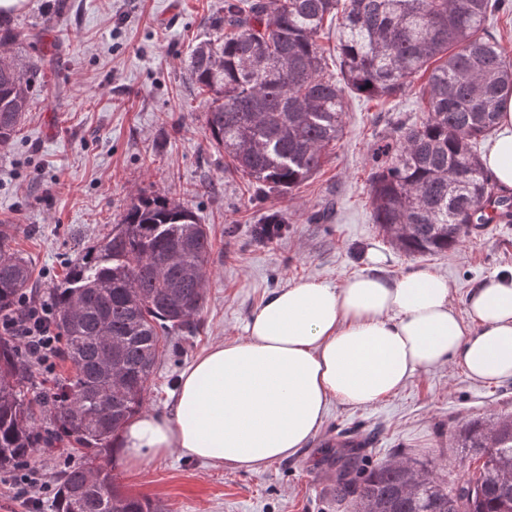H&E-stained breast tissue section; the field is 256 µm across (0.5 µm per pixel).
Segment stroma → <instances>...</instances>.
<instances>
[{
  "label": "stroma",
  "instance_id": "stroma-1",
  "mask_svg": "<svg viewBox=\"0 0 512 512\" xmlns=\"http://www.w3.org/2000/svg\"><path fill=\"white\" fill-rule=\"evenodd\" d=\"M224 0H28L12 21L56 48L48 82L34 97L13 143L0 150V224L29 260L27 289L50 299L71 259L108 233L139 194L187 204L213 241L203 307L176 330L160 354L147 410L166 413L191 362L244 327L272 292L310 279L338 286L369 272L370 253L387 257L391 278L429 269L454 288L451 307L465 316L470 292L487 278L512 274V224L472 229L453 252L405 253L373 221V153L396 123L423 115L418 96L427 74L396 97L348 95L341 138L324 163L288 194L260 190L225 169L205 138L207 94L186 69ZM285 218L279 237L254 230L268 214ZM512 414V380L471 381L461 367L416 373L402 390L356 407L331 402L305 448L258 473L172 453L128 469L114 447L124 490L159 501L164 512H351L330 493L325 463L339 437L363 441L367 466L400 457L428 463L448 481L462 478L455 436L471 419ZM30 468L47 472L37 491L0 482V512H54L58 458L35 453Z\"/></svg>",
  "mask_w": 512,
  "mask_h": 512
}]
</instances>
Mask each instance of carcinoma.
<instances>
[{
	"label": "carcinoma",
	"mask_w": 512,
	"mask_h": 512,
	"mask_svg": "<svg viewBox=\"0 0 512 512\" xmlns=\"http://www.w3.org/2000/svg\"><path fill=\"white\" fill-rule=\"evenodd\" d=\"M505 0H224L213 33L192 49L187 70L207 90L205 136L233 169L257 186L291 192L320 170L343 132L346 94L395 97L421 71L424 116L400 123L377 147L370 175L374 223L411 255L456 249L473 227L512 224V197L476 150L512 95V60L487 30ZM342 15L340 82L321 76L318 38ZM41 41L0 27V149L18 132L49 66L47 47L25 67L8 49ZM437 66L429 68L431 62ZM15 228L0 224V314L20 311L30 267L11 248ZM213 245L186 205L140 195L96 244L68 263L52 288L54 329L69 376L34 387L18 345L0 336V472H15L59 439L83 461L60 467L55 512H163L125 493L102 454L143 409L169 331L201 310ZM47 408L43 426L36 411ZM452 485L406 458L367 469L338 450L334 493L353 512H512V415L471 422L459 432Z\"/></svg>",
	"instance_id": "1"
}]
</instances>
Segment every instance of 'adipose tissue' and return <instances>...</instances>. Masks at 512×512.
<instances>
[{
  "label": "adipose tissue",
  "mask_w": 512,
  "mask_h": 512,
  "mask_svg": "<svg viewBox=\"0 0 512 512\" xmlns=\"http://www.w3.org/2000/svg\"><path fill=\"white\" fill-rule=\"evenodd\" d=\"M482 162L512 188V98ZM374 269L339 287L300 281L269 295L243 337L214 342L180 376L173 415L149 412L122 431L135 470L176 452L260 472L318 433L332 400L369 406L417 372L454 362L478 382L512 379V277L474 288L467 319L444 277Z\"/></svg>",
  "instance_id": "1"
}]
</instances>
